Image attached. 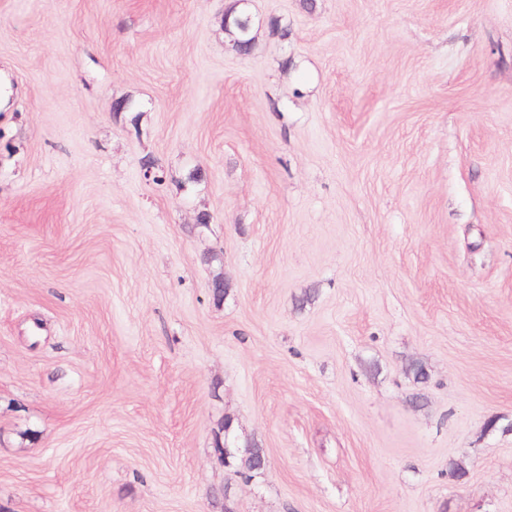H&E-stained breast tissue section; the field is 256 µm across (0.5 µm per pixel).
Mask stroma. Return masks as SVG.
<instances>
[{
  "mask_svg": "<svg viewBox=\"0 0 512 512\" xmlns=\"http://www.w3.org/2000/svg\"><path fill=\"white\" fill-rule=\"evenodd\" d=\"M249 7L0 0V512H512V0ZM232 13L229 14V9L225 13V30L227 27V31L232 35L231 45L236 46L237 50H233L239 56H248L250 55L256 44V36L252 35L253 24L251 16H246L244 14L232 16ZM229 16H231V23L229 26ZM227 25V26H226ZM246 447L247 449L243 452L232 451L229 448L227 455L224 453V450L221 451L219 446H217V449L221 452L225 465H231V460L238 461L239 469L236 470V473L245 479H251L253 476L263 473V463L266 456L263 448H259L256 444L247 445Z\"/></svg>",
  "mask_w": 512,
  "mask_h": 512,
  "instance_id": "stroma-1",
  "label": "stroma"
}]
</instances>
